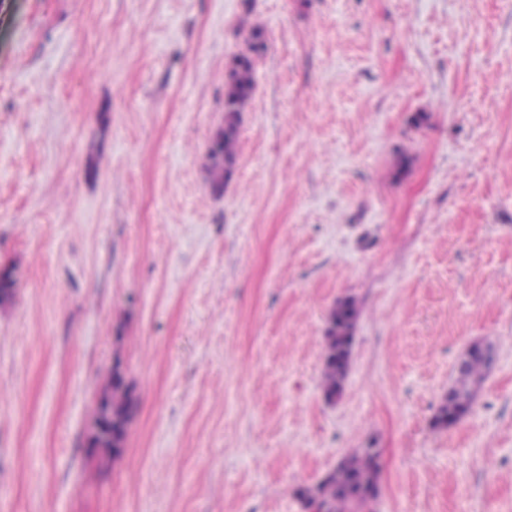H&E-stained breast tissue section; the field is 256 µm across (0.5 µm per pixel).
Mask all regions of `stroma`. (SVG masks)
Wrapping results in <instances>:
<instances>
[{"label": "stroma", "instance_id": "obj_1", "mask_svg": "<svg viewBox=\"0 0 512 512\" xmlns=\"http://www.w3.org/2000/svg\"><path fill=\"white\" fill-rule=\"evenodd\" d=\"M255 23L217 194L205 153ZM4 268L0 512H302L372 441L375 512H512V0H0ZM480 341L473 413L435 427ZM116 366L137 411L91 456ZM245 51L237 54L227 70L224 81V129L212 139L207 150V176L214 192H223L231 179L238 157L241 115L251 100L254 89L256 60L264 53L265 31L254 24L246 41ZM358 314L357 300L352 296L338 299L330 312L321 374V388L329 401L335 400L343 390Z\"/></svg>", "mask_w": 512, "mask_h": 512}]
</instances>
